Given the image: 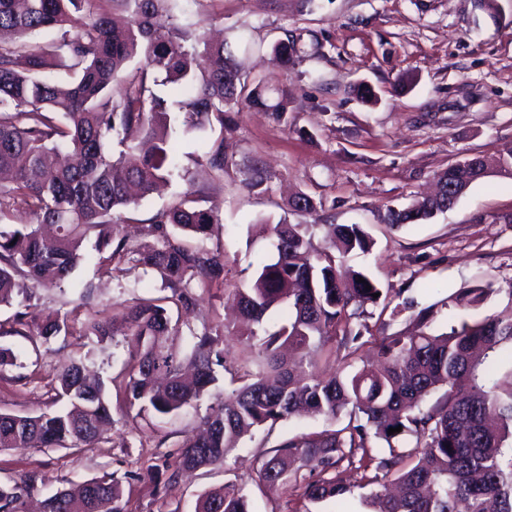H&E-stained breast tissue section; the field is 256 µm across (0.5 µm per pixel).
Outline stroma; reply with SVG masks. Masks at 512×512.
<instances>
[{
  "mask_svg": "<svg viewBox=\"0 0 512 512\" xmlns=\"http://www.w3.org/2000/svg\"><path fill=\"white\" fill-rule=\"evenodd\" d=\"M496 16L477 0H323L319 9L296 12L292 0H183L181 23L203 24L217 16L221 33L249 76L272 80L284 97V120L261 108L224 115V150L229 169L216 181L196 160L202 139L179 137L181 163L189 180L177 179L137 206L135 223L125 225L131 244L151 245L153 216L190 191L215 207L220 224L210 247L224 251L223 282L213 284L195 328L224 334L227 367L210 395L173 418L146 415L132 423L127 403L116 392L127 379L131 348L116 337L106 350L93 340L69 336L44 345L12 331L13 309L0 310V345L18 357L10 379L0 378V409L16 413L52 410L55 367L83 360L105 381L112 398L109 443L79 451L29 448L0 452V484L21 475L37 477L31 496L41 499L109 472L123 483L129 512H195L200 494L233 483L243 488L255 512H303L293 489L270 490L256 478L262 455L288 436L319 432L331 423L300 415L261 428L230 451L224 467H203L173 481H153L151 464L175 461L179 447L232 390V370L245 349L247 330L235 318L232 290L248 263L272 261L269 236L260 219L311 224L314 247L324 244L325 225L359 224L374 241L370 253H352L347 266L365 271L383 290L367 319L363 355L374 358L380 337L403 330L408 320L391 321L382 307L413 299L436 303L462 288L493 290L485 309L512 305V174L491 170L451 209L421 224L393 227L387 208H401L430 192L437 174L473 155L496 157L512 144V0H497ZM293 41L297 57L282 64L272 45ZM369 86L374 102L359 96ZM265 170L266 181L249 188L248 168ZM311 196L313 214H292L294 193ZM95 288L94 313L118 315L138 298L160 296L159 278L143 266H127L112 277L93 258L73 274L72 285L39 289V310H69L78 287Z\"/></svg>",
  "mask_w": 512,
  "mask_h": 512,
  "instance_id": "stroma-1",
  "label": "stroma"
}]
</instances>
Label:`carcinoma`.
Listing matches in <instances>:
<instances>
[{
  "mask_svg": "<svg viewBox=\"0 0 512 512\" xmlns=\"http://www.w3.org/2000/svg\"><path fill=\"white\" fill-rule=\"evenodd\" d=\"M179 9L178 0H0V34L14 36L0 39V176L8 175L0 179V308L18 307L16 333L33 328L45 344L73 334L80 308V331L97 343L135 337L124 393L129 406L160 417L207 396L217 368L225 367L220 334L173 319V312L197 307L224 274V253L207 246L220 220L215 208L186 194L157 212L151 229L158 244L141 248L120 235L122 212L159 183L187 179L177 162L178 135L222 128L224 113L247 106L279 120L287 112L265 79L244 78L226 44L179 24ZM43 31L52 33L48 49L32 42ZM133 61L136 74L127 77ZM158 83L178 84L182 99L168 103L152 89ZM114 142L123 147L116 155ZM201 159L224 179V138L206 142ZM486 174L480 156L452 165L438 175L442 192L388 209L385 221H427ZM289 207L316 211L304 193ZM261 226L276 258L236 288L242 322L261 333L245 337L242 384L185 436L172 475L222 466L253 430L307 411L339 427L288 437L263 456L258 482L300 489L311 504L368 487L360 499L373 512H512V308L484 314L490 289L465 288L411 316L408 330L381 337L379 365L325 379L315 372V356L327 343L350 356L365 345L362 318L381 288L343 260L370 251L374 241L358 224H335L318 250L312 224L284 218ZM89 240L99 266L112 273L129 264L149 268L164 295L133 302L119 321L99 320L86 309L92 285L85 284L76 308L30 312L38 288L61 286L84 261ZM440 306L457 324L436 336L430 329ZM272 311L279 319L264 324ZM183 334L190 344L184 354L173 346ZM53 382L55 409L0 410V450L105 442L112 413L104 382L75 360L55 368ZM404 436L415 438L413 449L395 446ZM345 460L358 482L344 478ZM304 467L317 478L299 481ZM35 483L26 474L0 484V512H27ZM126 504L122 481L105 474L48 495L41 512H128ZM196 512L253 510L241 487L226 484L202 494Z\"/></svg>",
  "mask_w": 512,
  "mask_h": 512,
  "instance_id": "cac0c4a2",
  "label": "carcinoma"
}]
</instances>
